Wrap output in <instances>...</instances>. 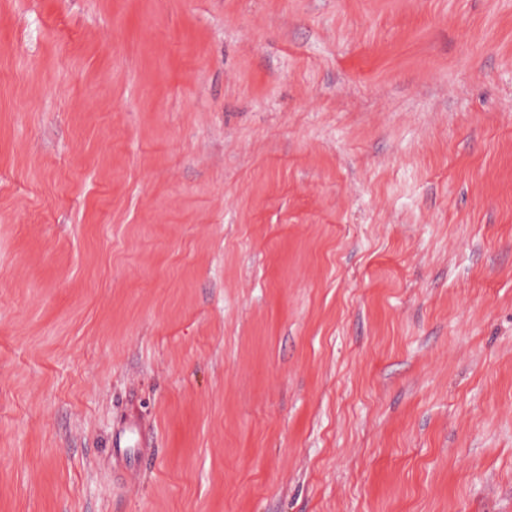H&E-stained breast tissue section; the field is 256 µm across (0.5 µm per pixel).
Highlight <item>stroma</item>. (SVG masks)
<instances>
[{"label": "stroma", "instance_id": "35a3bbf8", "mask_svg": "<svg viewBox=\"0 0 512 512\" xmlns=\"http://www.w3.org/2000/svg\"><path fill=\"white\" fill-rule=\"evenodd\" d=\"M0 512H512V0H0Z\"/></svg>", "mask_w": 512, "mask_h": 512}]
</instances>
